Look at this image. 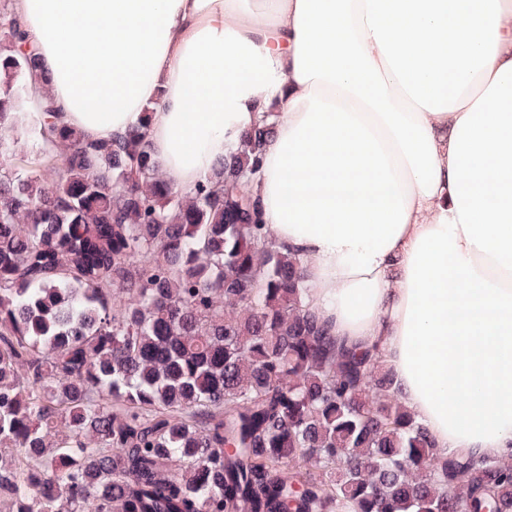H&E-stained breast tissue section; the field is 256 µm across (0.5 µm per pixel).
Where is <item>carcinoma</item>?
Returning <instances> with one entry per match:
<instances>
[{"mask_svg":"<svg viewBox=\"0 0 512 512\" xmlns=\"http://www.w3.org/2000/svg\"><path fill=\"white\" fill-rule=\"evenodd\" d=\"M0 23V129L46 147L0 137V512H512V457L442 453L236 209L271 125L185 190L144 123L99 141L23 111L38 57Z\"/></svg>","mask_w":512,"mask_h":512,"instance_id":"cac0c4a2","label":"carcinoma"}]
</instances>
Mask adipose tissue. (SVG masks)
Returning a JSON list of instances; mask_svg holds the SVG:
<instances>
[{"label": "adipose tissue", "instance_id": "adipose-tissue-1", "mask_svg": "<svg viewBox=\"0 0 512 512\" xmlns=\"http://www.w3.org/2000/svg\"><path fill=\"white\" fill-rule=\"evenodd\" d=\"M30 101L148 121L188 189L261 120L251 191L333 336L443 452L512 454V0H14Z\"/></svg>", "mask_w": 512, "mask_h": 512}]
</instances>
